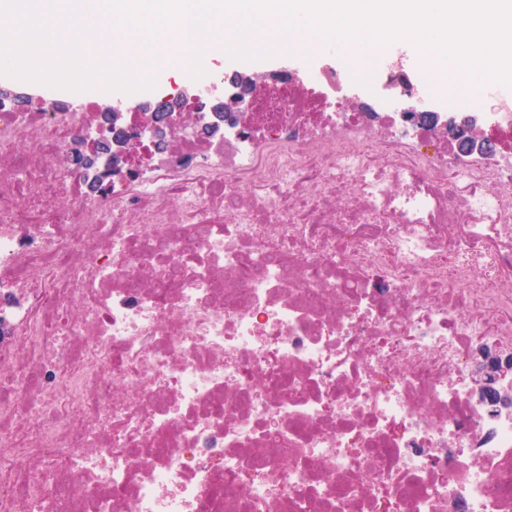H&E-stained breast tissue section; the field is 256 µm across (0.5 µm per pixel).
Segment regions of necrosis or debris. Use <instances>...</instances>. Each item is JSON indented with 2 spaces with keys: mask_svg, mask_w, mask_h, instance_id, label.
Segmentation results:
<instances>
[{
  "mask_svg": "<svg viewBox=\"0 0 512 512\" xmlns=\"http://www.w3.org/2000/svg\"><path fill=\"white\" fill-rule=\"evenodd\" d=\"M279 75L223 141L111 137L97 93L0 101V512H512V98L493 157ZM508 368L511 369V360L509 363H500L485 349L483 362L478 363L472 371L479 400L491 413L511 409L509 405L511 395L507 390L495 386L500 378L509 372Z\"/></svg>",
  "mask_w": 512,
  "mask_h": 512,
  "instance_id": "1",
  "label": "necrosis or debris"
}]
</instances>
